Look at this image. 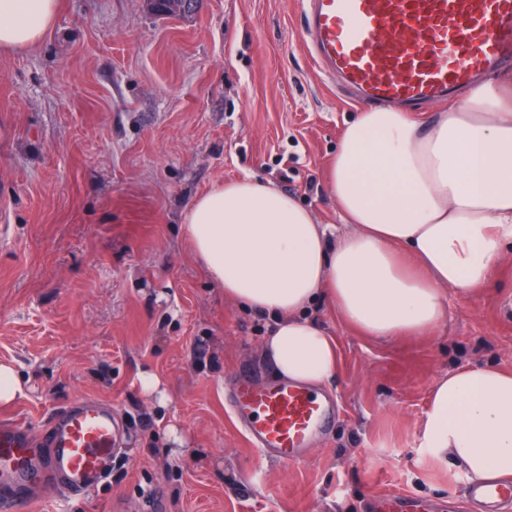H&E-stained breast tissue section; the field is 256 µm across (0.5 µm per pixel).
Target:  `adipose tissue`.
<instances>
[{"label": "adipose tissue", "instance_id": "1", "mask_svg": "<svg viewBox=\"0 0 512 512\" xmlns=\"http://www.w3.org/2000/svg\"><path fill=\"white\" fill-rule=\"evenodd\" d=\"M60 0H0V52L41 44ZM347 230L250 177L196 197L184 224L197 261L273 327L262 345L277 378L313 389L338 365L307 314L318 295L364 335H425L447 293L468 297L512 248V75L471 87L448 111L413 120L395 105L346 121L328 166ZM423 445L486 479L512 472V372L469 367L437 381Z\"/></svg>", "mask_w": 512, "mask_h": 512}]
</instances>
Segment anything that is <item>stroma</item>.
I'll return each mask as SVG.
<instances>
[{"label":"stroma","mask_w":512,"mask_h":512,"mask_svg":"<svg viewBox=\"0 0 512 512\" xmlns=\"http://www.w3.org/2000/svg\"><path fill=\"white\" fill-rule=\"evenodd\" d=\"M299 0H63L35 49L0 52V363L26 380L0 419L45 429L79 397L112 406L126 454L94 492L46 489L36 512H362L384 492L444 497L464 469L423 446L436 381L512 370V252L479 295L447 294L426 336L378 339L328 298L309 307L335 337V426L307 461L260 457L226 405L261 354L270 318L225 298L182 216L252 176L340 224L327 169L357 105L342 101L301 37ZM165 401L145 396L142 373ZM182 433L175 444L169 427Z\"/></svg>","instance_id":"stroma-1"}]
</instances>
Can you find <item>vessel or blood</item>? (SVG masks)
Segmentation results:
<instances>
[{"instance_id": "vessel-or-blood-1", "label": "vessel or blood", "mask_w": 512, "mask_h": 512, "mask_svg": "<svg viewBox=\"0 0 512 512\" xmlns=\"http://www.w3.org/2000/svg\"><path fill=\"white\" fill-rule=\"evenodd\" d=\"M301 8L317 59L369 101L440 100L512 60V0H301ZM228 398L250 446L285 464L302 461L309 442L336 420L333 398L276 378L239 373ZM123 436L114 411L92 398L58 410L37 444L24 425L0 422V512L33 504V488L48 479L73 495L99 487ZM461 499L505 512L512 475L465 480L461 495L435 506L380 495L364 512H454Z\"/></svg>"}]
</instances>
